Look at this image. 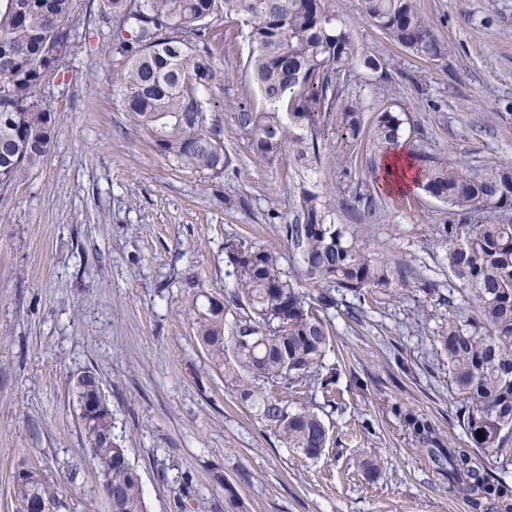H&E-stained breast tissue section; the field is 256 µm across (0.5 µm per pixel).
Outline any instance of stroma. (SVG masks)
Here are the masks:
<instances>
[{
	"mask_svg": "<svg viewBox=\"0 0 512 512\" xmlns=\"http://www.w3.org/2000/svg\"><path fill=\"white\" fill-rule=\"evenodd\" d=\"M417 7L448 49L439 60L395 46L358 0H330L380 71L356 65L344 76L343 98L368 104L351 158L339 157L336 114L319 125L320 156L302 170L291 156L253 152L241 121L260 103L242 74L248 43L225 23L215 53L224 81L211 96L231 163L213 175L173 167L130 124L120 63L99 26L104 0H78L71 47L43 93L58 117L52 147L0 192V512H16L12 472L23 458L66 485L68 512H109L72 394L85 371L102 384L112 434L141 474L149 512H180L185 487L198 512H472L449 496L447 472L403 423L415 410L465 439L418 285L398 297L369 292L355 319L337 308L328 357L340 375L336 400L305 395L330 429L317 458L288 447L237 399L193 330L209 300L237 286L225 241L282 247L273 227L295 223L305 189L335 193V223L366 228L389 259L451 285L436 237L456 216L422 191L378 187L383 153L371 127L388 109L413 154L477 173L512 161V0ZM365 459L378 464L375 476L364 474Z\"/></svg>",
	"mask_w": 512,
	"mask_h": 512,
	"instance_id": "obj_1",
	"label": "stroma"
}]
</instances>
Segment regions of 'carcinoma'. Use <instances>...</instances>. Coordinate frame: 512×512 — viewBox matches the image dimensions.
<instances>
[{"label":"carcinoma","instance_id":"1","mask_svg":"<svg viewBox=\"0 0 512 512\" xmlns=\"http://www.w3.org/2000/svg\"><path fill=\"white\" fill-rule=\"evenodd\" d=\"M328 0H106L102 20L116 23L112 53L121 58L122 104L130 123L174 166L221 173L229 157L221 131L210 122L208 90L224 80L211 45L224 40L221 22L238 18L248 28L244 69L264 107L242 113L252 150L274 161L288 152L302 166L319 156L318 125L342 112V131L361 132V99L342 100L336 83L354 64L378 71L338 24ZM76 0H0V191L39 166L48 154L56 113L40 96L60 72L70 46ZM363 16L398 47L420 59L447 54L419 13L416 0H360ZM401 120L378 113L372 139L386 151L398 143ZM418 188L467 220L445 224L438 245L453 286L448 296L430 280L420 290L448 314L440 316L434 346L448 362L459 397L460 444L423 414L405 426L434 462L448 465V493L479 508L512 512V482L494 470L512 466V165L472 175L432 156L417 158ZM331 198L303 191L299 218L278 224L296 265L285 268L275 247L246 241L225 246L238 288L209 301L195 322L197 340L214 367L235 383L238 399L258 407L261 419L290 448L316 458L330 444L329 428L309 404L295 406L263 385L319 388L330 394L336 368L327 364L334 329L328 317L338 301L377 288L400 293L410 286L402 267L389 262L358 233L332 222ZM314 291L307 292L303 286ZM236 318L226 330L229 313ZM96 463L98 488L111 512H148L142 479L126 449L107 447L112 418L104 413L81 427ZM483 438H478V435ZM15 500L45 492L67 507L35 463L20 461L12 475Z\"/></svg>","mask_w":512,"mask_h":512}]
</instances>
